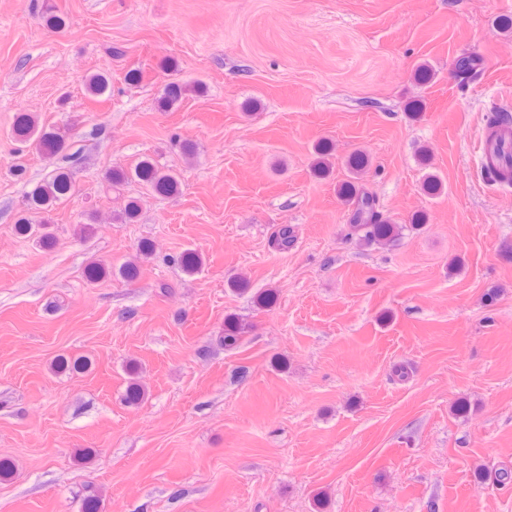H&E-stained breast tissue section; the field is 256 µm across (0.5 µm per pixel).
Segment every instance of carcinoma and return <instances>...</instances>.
Returning <instances> with one entry per match:
<instances>
[{
  "mask_svg": "<svg viewBox=\"0 0 512 512\" xmlns=\"http://www.w3.org/2000/svg\"><path fill=\"white\" fill-rule=\"evenodd\" d=\"M86 94L102 97L111 92V82L107 75L93 73L85 80ZM200 91V87L171 82L167 85L162 97L158 100V108L163 112L173 109L187 92ZM15 132L21 140L38 155L51 160L59 156L67 147L66 139L58 131L39 123L38 119L29 114L18 116ZM135 178L152 192L159 195L178 193L180 178L177 174L158 167L150 158L140 160L133 170L116 168L110 171L107 182L111 186H119L129 178ZM339 193L352 204L351 227L363 234L367 241L391 240L399 235V227L385 220L376 207L375 198L368 193H359L352 184H344ZM73 195V184L68 172L59 169L49 180L36 186L27 196L23 213L15 222V231L25 237L33 236L44 247L53 245V233L48 225L39 219L40 214L68 201ZM294 243L293 230L284 226L272 237L271 245L277 250H286ZM180 266L184 273L195 274L203 265L200 254L188 249L180 255Z\"/></svg>",
  "mask_w": 512,
  "mask_h": 512,
  "instance_id": "1",
  "label": "carcinoma"
}]
</instances>
